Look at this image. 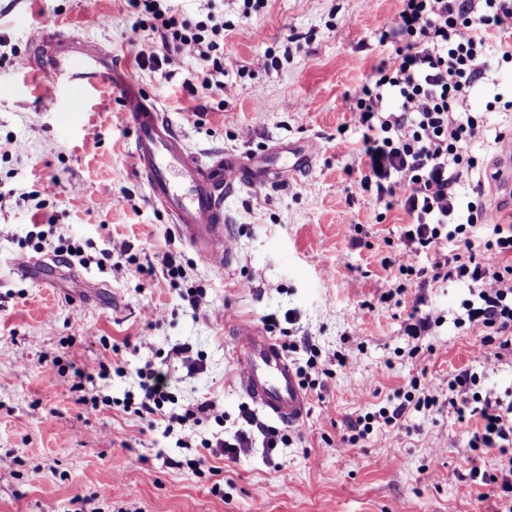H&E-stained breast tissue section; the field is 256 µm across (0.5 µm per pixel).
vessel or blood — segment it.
<instances>
[{"label": "vessel or blood", "mask_w": 512, "mask_h": 512, "mask_svg": "<svg viewBox=\"0 0 512 512\" xmlns=\"http://www.w3.org/2000/svg\"><path fill=\"white\" fill-rule=\"evenodd\" d=\"M26 65L75 88L69 107L76 112L84 106V91L117 89L135 133L136 176L150 201L164 208L183 243L207 262L217 267L233 262L224 232V196L265 184L249 161L217 154L205 163L192 156L157 100L125 64L90 38L40 35ZM230 336L238 384L247 399L274 422L288 426L303 422L308 395L281 344L249 322L234 324Z\"/></svg>", "instance_id": "vessel-or-blood-1"}]
</instances>
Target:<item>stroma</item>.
Masks as SVG:
<instances>
[{
  "label": "stroma",
  "mask_w": 512,
  "mask_h": 512,
  "mask_svg": "<svg viewBox=\"0 0 512 512\" xmlns=\"http://www.w3.org/2000/svg\"><path fill=\"white\" fill-rule=\"evenodd\" d=\"M171 3L192 20L210 7L223 13L224 53L235 62L223 93L194 81L196 57L182 56L165 77L139 65L159 39L150 26L133 30L131 0H0V512H512L497 486L470 477L475 467L499 473L500 454L470 449L473 423L447 406L456 370L475 372L481 392L512 394V355L479 354V331L454 325L466 287L399 273L411 219L400 205H372L358 183L365 130L351 108L392 54L386 26L399 0H263L248 14L243 0ZM73 28L129 65L202 161L224 152L291 168L281 184L225 194L230 267L183 244L148 200L118 92L96 91L73 113L70 90L25 68L35 30ZM264 54L272 64L255 68ZM509 95L512 64L490 58L473 111L512 129ZM505 146L491 141L473 155L484 201L510 214L512 200L491 180ZM62 237L88 264L55 258ZM121 242L128 255L112 254ZM168 251L184 278L164 277ZM189 288L205 293L200 309L182 301ZM393 288L397 298H386ZM420 295L440 321L414 339L405 320ZM153 306L163 321L149 316ZM231 318L295 344L294 366L306 363L305 341L348 357L305 380L307 416L280 427L281 448H263L260 429L242 418L251 403L224 330ZM180 343L203 369L169 359ZM149 359L177 406L210 400L223 421H204L188 443L164 420L147 427L126 402ZM103 362L112 371L102 380ZM78 367L96 376L81 393L71 388ZM416 380L439 406L341 446L351 420L396 406ZM83 393L110 403L89 410ZM241 428L252 446L218 459L222 476L184 467L201 440Z\"/></svg>",
  "instance_id": "1"
}]
</instances>
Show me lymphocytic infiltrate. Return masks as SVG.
Wrapping results in <instances>:
<instances>
[{"instance_id":"1","label":"lymphocytic infiltrate","mask_w":512,"mask_h":512,"mask_svg":"<svg viewBox=\"0 0 512 512\" xmlns=\"http://www.w3.org/2000/svg\"><path fill=\"white\" fill-rule=\"evenodd\" d=\"M158 33L161 49L148 61L159 70L192 53L202 61L198 73L202 88L224 89V30L222 16L206 13L189 20L165 6L164 0H132ZM395 25L404 41L390 61L376 71L372 86L364 88L352 109L355 123L365 128L361 187L376 186L375 204L395 199L411 217L404 233L405 259L400 271L416 270V258L431 253L432 280L466 286L458 323L469 324L482 344L512 351V224L485 203L466 199L461 188L476 163L471 154L486 135L483 117L475 115L471 98L483 75L488 54L512 58V0H499L493 12L483 11L481 0H401ZM400 103L396 112L381 109L384 99ZM491 226L490 238L471 235L475 225ZM452 254H443V247ZM136 415L152 421L167 414L169 424L187 427L217 417L214 402L186 405L165 412L171 397L155 375L152 364L138 372ZM476 374L467 370L449 375L448 406L458 420L477 419L468 446L498 451L509 461L500 479L481 476L483 484H499L512 493V402L494 394L476 393ZM435 395L405 396L393 408H380L352 422L370 434L374 421L398 426L413 405L437 404Z\"/></svg>"}]
</instances>
